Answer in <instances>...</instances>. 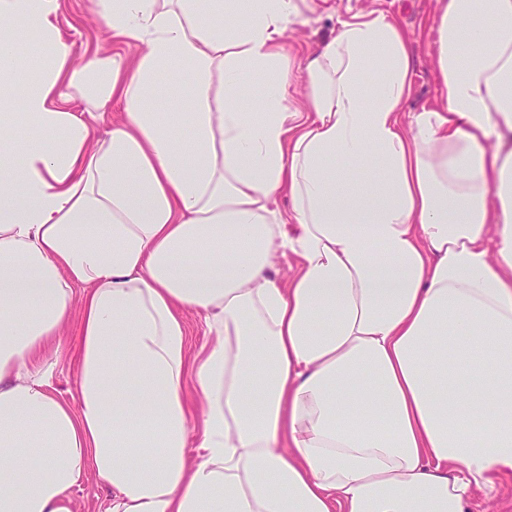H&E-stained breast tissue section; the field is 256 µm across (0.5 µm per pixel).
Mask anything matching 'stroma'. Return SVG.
Instances as JSON below:
<instances>
[{
    "instance_id": "35a3bbf8",
    "label": "stroma",
    "mask_w": 512,
    "mask_h": 512,
    "mask_svg": "<svg viewBox=\"0 0 512 512\" xmlns=\"http://www.w3.org/2000/svg\"><path fill=\"white\" fill-rule=\"evenodd\" d=\"M438 9V0H320L315 11L306 12L304 22L289 33L285 50L292 59L303 60L335 36L339 20L360 12H383L397 19L409 33V111L441 106L445 99L440 93L432 31ZM59 25L66 41L78 52L93 49L109 37L103 22L92 14L90 0H62Z\"/></svg>"
}]
</instances>
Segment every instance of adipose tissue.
<instances>
[{
    "instance_id": "adipose-tissue-1",
    "label": "adipose tissue",
    "mask_w": 512,
    "mask_h": 512,
    "mask_svg": "<svg viewBox=\"0 0 512 512\" xmlns=\"http://www.w3.org/2000/svg\"><path fill=\"white\" fill-rule=\"evenodd\" d=\"M306 2L92 0L130 53L77 56L61 0H0V512L90 472L107 512H466L512 477V0H440L446 105L412 113L373 12L290 109ZM75 93L123 103L105 140ZM185 321L191 346L197 349L203 345H209L213 336L206 333L203 319L195 312L187 311L185 312ZM78 331L77 321L74 320L70 325L66 336L63 337L58 353V369L55 375L56 387L61 395L70 399V394L75 393L76 374L71 365V348L75 342Z\"/></svg>"
}]
</instances>
